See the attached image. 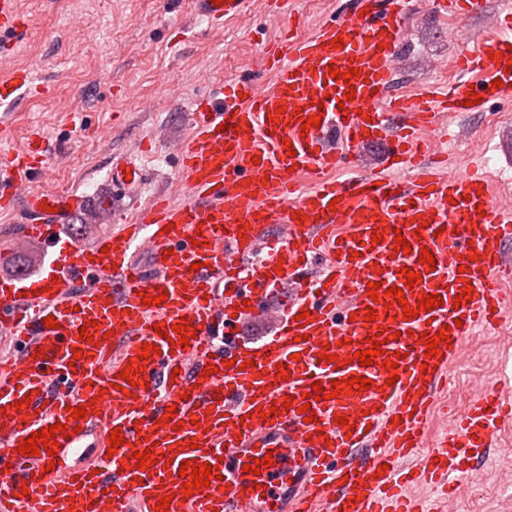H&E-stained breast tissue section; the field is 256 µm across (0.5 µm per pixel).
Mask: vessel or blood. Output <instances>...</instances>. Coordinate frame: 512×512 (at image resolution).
<instances>
[{
	"label": "vessel or blood",
	"instance_id": "b4317fda",
	"mask_svg": "<svg viewBox=\"0 0 512 512\" xmlns=\"http://www.w3.org/2000/svg\"><path fill=\"white\" fill-rule=\"evenodd\" d=\"M407 3L356 0L348 22L325 21L270 49L271 91L238 79L198 99L180 146L182 201L156 196L92 245L62 236L83 197L35 188L48 173L43 141L0 151V211H25L23 238L52 258L32 274H0V334L19 345L18 356L0 359V512H156L164 496L170 512H444L460 465L482 459L512 418V400L496 389L434 448L421 446L457 349L512 309L500 286L512 276L502 250L512 210L487 193L480 158L445 174L426 161L418 132L512 94V12L453 60L459 82L412 100L391 91ZM247 4L192 0L211 24ZM27 31L17 0H0V33ZM34 87L25 68L0 80V138ZM316 114L320 126H303ZM379 141L388 147L383 168L357 172L361 148ZM143 176L125 158L112 162L113 187ZM304 176L311 189H302ZM399 234L410 253L398 252ZM424 247L434 265L421 260ZM140 252L152 270L136 262ZM409 270L422 277L410 289ZM372 281L382 289L375 300ZM392 286L404 289L406 305L386 296ZM146 294L164 301L144 304ZM426 294L441 305L406 318L404 307ZM461 294L465 303L455 304ZM233 308L238 318H225ZM370 309L376 320H366ZM253 313L271 323L260 341L241 334L242 316ZM184 317L188 345L157 332ZM442 329L446 339L428 354L427 335ZM378 334L382 355L359 365L356 351ZM146 344L156 352L143 361ZM129 366L142 383L128 396L119 373ZM355 377L370 388L334 394L333 382ZM317 382L328 398L308 403L307 423L302 396ZM87 405L93 414L74 418ZM56 423L67 430L54 451L18 453ZM88 428L120 430L124 443L108 458L100 441L91 462L69 464ZM145 450L155 463L142 468L136 455ZM268 456L269 467L244 471ZM186 461L214 473L189 496L178 474Z\"/></svg>",
	"mask_w": 512,
	"mask_h": 512
}]
</instances>
